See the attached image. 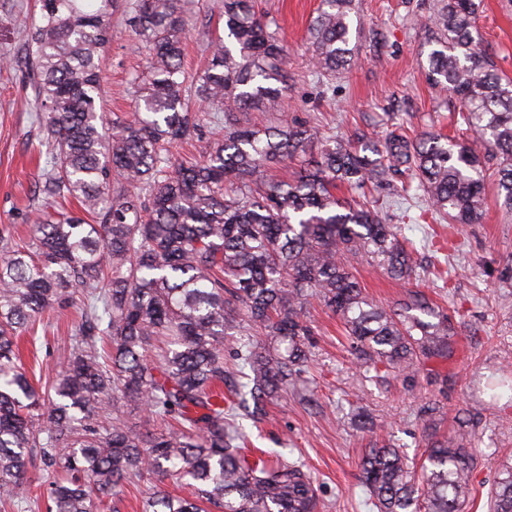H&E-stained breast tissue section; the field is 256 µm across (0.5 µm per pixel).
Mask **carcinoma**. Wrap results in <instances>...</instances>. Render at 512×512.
<instances>
[{
    "mask_svg": "<svg viewBox=\"0 0 512 512\" xmlns=\"http://www.w3.org/2000/svg\"><path fill=\"white\" fill-rule=\"evenodd\" d=\"M113 2L40 0L26 31L47 132L39 192L51 202L73 198L101 221L44 211L28 241L0 247V499L28 502L38 464L47 512H100L125 482L146 476L152 488L142 512H319L305 465L249 461L233 423L238 410L263 420L267 404L305 372L308 300L342 321L361 366L411 388L420 366L450 356L458 335L421 293L395 310L369 300L341 256L366 257L406 281L414 251L381 211L333 189L363 192L404 176L401 189L422 191L429 211L476 224L483 170L495 159L500 197L512 210V79L478 46L480 4L435 0L423 21L426 76L453 93V108L480 141L323 138L316 160L269 181L264 172L295 163L318 129L279 113L291 90L288 51L254 0H224V36L209 42L208 66L192 86L181 62L186 0H138L134 30L147 72L132 119L108 128L100 58L112 41ZM353 27V0H321L309 29L316 76L351 64ZM191 96L222 115L224 135L186 163L170 148L201 131L204 114L190 111ZM79 291L71 352L43 392L27 376L16 337ZM238 320L270 342L235 340L231 352L248 373L226 402L224 340ZM131 405L176 421L177 431L132 430L120 417ZM438 411L429 405L421 418V473L389 443L365 456L362 484L376 512H464L477 454L463 426L437 436ZM184 478L193 500L164 488ZM489 512H512V465L499 472Z\"/></svg>",
    "mask_w": 512,
    "mask_h": 512,
    "instance_id": "1",
    "label": "carcinoma"
}]
</instances>
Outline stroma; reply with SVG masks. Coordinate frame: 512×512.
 <instances>
[{"label": "stroma", "mask_w": 512, "mask_h": 512, "mask_svg": "<svg viewBox=\"0 0 512 512\" xmlns=\"http://www.w3.org/2000/svg\"><path fill=\"white\" fill-rule=\"evenodd\" d=\"M431 0H355L361 21L360 52L352 66L319 83L307 53L308 25L320 0H257L288 44L287 70L293 79L289 118L319 127L322 136L389 135L385 120L404 118L408 137L434 132L460 142L474 134L456 126L448 106L427 80L425 33L419 25ZM136 0H117L109 17L112 40L102 60V106L107 120L127 118L145 66L144 44L134 32ZM39 14L37 0H0V234L8 241L28 238L33 216L45 206L38 192L45 162L46 131L28 67L24 30ZM480 47L498 69L512 77V0H483L476 21ZM221 0H194L192 26L185 38L184 66L197 76L208 62L211 37L223 33ZM404 223L390 209L388 223L399 225L415 249L418 267L409 282L393 280L364 259H348L370 300L395 305L407 290L432 297L457 326L450 357L427 362L414 389L401 377H375L359 369L348 350L340 321L310 300L312 357L301 381L273 403L261 422L241 418L247 454L274 461L284 456L304 463L317 488L320 512H374L361 485L360 464L375 440L401 448L422 463L425 444L417 413L440 408L439 432L467 424L479 459L474 497L466 512H488L487 493L505 455H512V212L497 195L494 172L486 174L485 203L479 223L452 229L412 209ZM79 322L72 307L52 311L23 333L21 351L32 381L48 389L55 368L67 356ZM376 424L361 428L357 415Z\"/></svg>", "instance_id": "1"}]
</instances>
